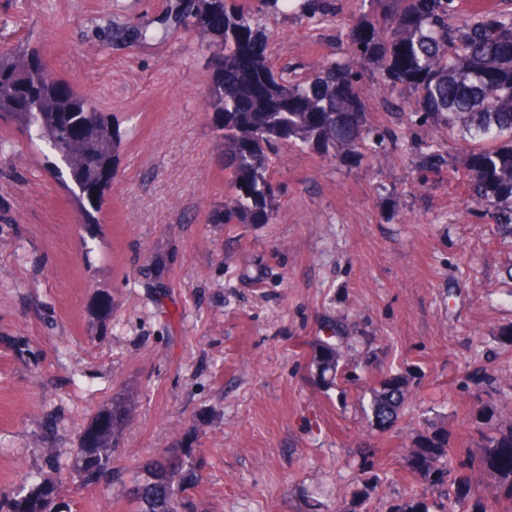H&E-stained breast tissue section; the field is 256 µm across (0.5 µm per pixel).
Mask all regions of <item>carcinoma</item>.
<instances>
[{"label":"carcinoma","mask_w":512,"mask_h":512,"mask_svg":"<svg viewBox=\"0 0 512 512\" xmlns=\"http://www.w3.org/2000/svg\"><path fill=\"white\" fill-rule=\"evenodd\" d=\"M371 11L345 24L346 59L326 61L297 77L271 60V33L258 16L277 11L322 28L336 21V0H171L163 29L112 21V40L146 42L183 27L211 36V83L206 109L223 151L230 191L214 224H267L273 217L270 153L281 143L341 158L361 154L373 130L359 94L363 69L375 65L377 90L398 88L399 108L417 125L457 131L469 144L491 138L492 148L467 154L470 201L493 209L498 227L512 235V9L493 4L462 12L460 0H369ZM0 117L16 122L61 163L59 177L87 214L99 212L112 185L117 130L112 118L84 93L66 86L38 56L0 51ZM339 350L318 343L313 364L330 387L339 374ZM409 394L404 376L372 390L373 423L385 430ZM133 419L131 401L117 396L93 416L72 449L79 487L122 481L115 451ZM458 450L448 431L430 427L412 450V467L439 491L437 512H461L476 473L498 478L497 491L466 512H512V422L487 451L452 466ZM200 461L193 444L178 440L146 459L143 477L125 485L131 512H184L183 493L196 484ZM59 479L26 472L16 488L0 492V512H58ZM506 492L502 500L499 491Z\"/></svg>","instance_id":"1"}]
</instances>
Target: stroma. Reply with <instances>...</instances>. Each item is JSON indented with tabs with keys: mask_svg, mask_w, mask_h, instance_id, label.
<instances>
[{
	"mask_svg": "<svg viewBox=\"0 0 512 512\" xmlns=\"http://www.w3.org/2000/svg\"><path fill=\"white\" fill-rule=\"evenodd\" d=\"M167 0H0V49L19 45L111 115L112 189L85 217L47 156L0 120V491L59 450L71 512H127L120 486L78 488L71 448L122 394L135 402L125 479L192 440L197 512H393L422 490L410 468L427 422L480 455L512 413V238L469 206L463 144L411 125L398 90L366 101L381 148L341 160L281 145L267 224H215L229 189L204 100L205 38L113 43L109 14L152 24ZM279 67L345 52L269 12ZM338 336L342 373L312 359ZM406 375L391 431L371 391ZM339 350L328 340L318 343V353L314 356L313 364L316 372L326 387L336 383L339 374Z\"/></svg>",
	"mask_w": 512,
	"mask_h": 512,
	"instance_id": "35a3bbf8",
	"label": "stroma"
}]
</instances>
